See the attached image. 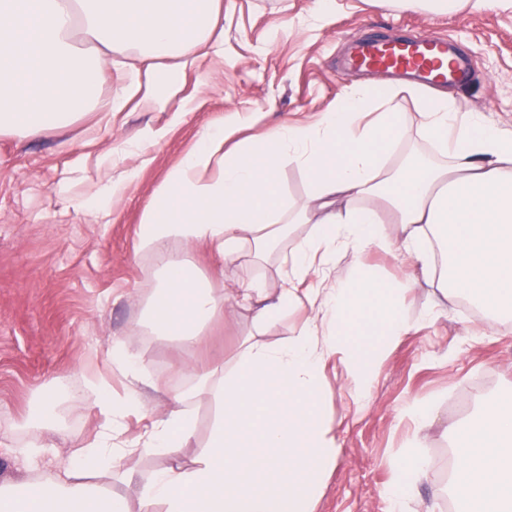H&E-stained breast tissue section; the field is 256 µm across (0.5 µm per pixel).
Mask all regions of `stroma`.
Wrapping results in <instances>:
<instances>
[{"label":"stroma","instance_id":"obj_1","mask_svg":"<svg viewBox=\"0 0 512 512\" xmlns=\"http://www.w3.org/2000/svg\"><path fill=\"white\" fill-rule=\"evenodd\" d=\"M314 0H224V56L199 59L188 70L182 97L191 110L178 123L166 112L120 113L111 129L87 114L66 128L23 139L0 136V473L15 469V448L37 437L27 425L32 402L57 394L56 451L42 458L48 477L99 425L92 402H74L84 377L106 372L115 338L141 353L146 370L168 391L154 414L175 407L186 388L177 369L205 356L232 362L253 331L251 317L229 306L209 327L206 352L152 336L137 326L151 287L149 257L136 253L144 207L167 172L202 131L229 112H259L261 128L304 122L336 105L361 84L383 76L345 68L350 41L382 33L411 38L429 32L464 53L474 73L447 87L463 111L482 112L512 129V6L429 14L416 5L384 0H336L317 26L307 19ZM163 130L152 163L127 144L145 128ZM111 154L112 172H134L126 196L107 221L74 210L72 197L90 192L96 162ZM432 288L415 289L404 316L412 329L376 367L369 394L355 400L338 357L324 367L322 406L338 445L336 464L315 512H384L397 461L413 430L410 409L428 406V449L440 456L468 449V432L490 401H512V321L470 330L481 314L456 305L448 317L421 322ZM152 413V414H153Z\"/></svg>","mask_w":512,"mask_h":512}]
</instances>
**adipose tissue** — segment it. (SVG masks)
Returning <instances> with one entry per match:
<instances>
[{"label": "adipose tissue", "instance_id": "adipose-tissue-1", "mask_svg": "<svg viewBox=\"0 0 512 512\" xmlns=\"http://www.w3.org/2000/svg\"><path fill=\"white\" fill-rule=\"evenodd\" d=\"M223 8V0H0V135L57 130L87 112L108 124L137 99L179 122L186 70L224 46ZM107 66L121 84L104 98ZM396 97L388 87L359 86L308 123L285 122L239 142L236 134L258 118L230 112L202 132L138 224L136 250L153 261L146 327L193 348L229 301L251 312L259 331L299 307L310 317L280 345L244 340L232 366H183L188 396L217 410L209 444L191 464L154 470L134 507L119 490L134 478L122 461L179 452L194 423L179 405L126 440L128 415L167 385L147 374L125 340H114L110 362L123 396L86 377L85 394L102 417L97 430L47 480L28 471L1 478L0 512H315L336 463L320 407L325 362L340 356L365 396L369 364L407 333L405 296L422 283L443 299L427 319L462 296L484 312L512 315V131L459 112L443 92L424 97L413 128ZM416 137L434 157L408 154L390 166L395 148ZM291 162L308 185L298 203L280 185ZM303 225L309 232L301 236ZM198 245L237 266L288 251L282 285L251 275L225 295L186 259L185 249ZM371 250L407 260L409 273L393 284L355 271L334 278L344 257ZM414 419L388 512H407L431 470L420 433L433 416L419 409ZM473 439L458 467L465 512H512V410L488 403Z\"/></svg>", "mask_w": 512, "mask_h": 512}]
</instances>
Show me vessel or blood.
<instances>
[{
	"label": "vessel or blood",
	"instance_id": "1",
	"mask_svg": "<svg viewBox=\"0 0 512 512\" xmlns=\"http://www.w3.org/2000/svg\"><path fill=\"white\" fill-rule=\"evenodd\" d=\"M347 65L358 71L409 74L431 86L448 81L463 84L470 78L464 61L450 56L447 41L426 32L411 39L376 37L359 42Z\"/></svg>",
	"mask_w": 512,
	"mask_h": 512
}]
</instances>
